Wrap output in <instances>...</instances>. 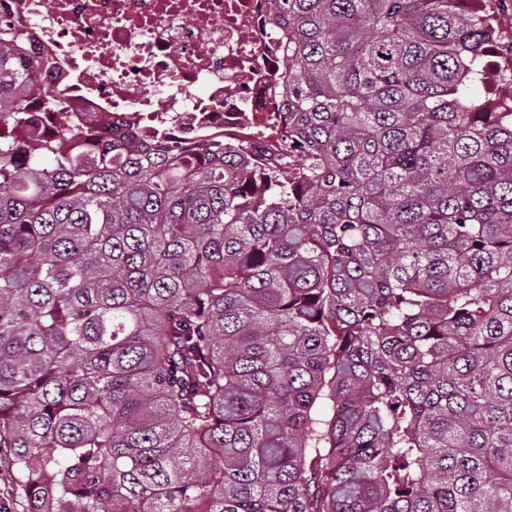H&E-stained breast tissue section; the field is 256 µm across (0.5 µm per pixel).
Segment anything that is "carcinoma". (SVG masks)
Wrapping results in <instances>:
<instances>
[{
  "label": "carcinoma",
  "mask_w": 512,
  "mask_h": 512,
  "mask_svg": "<svg viewBox=\"0 0 512 512\" xmlns=\"http://www.w3.org/2000/svg\"><path fill=\"white\" fill-rule=\"evenodd\" d=\"M283 155L109 132L0 22V461L26 512H512V67L483 0H271Z\"/></svg>",
  "instance_id": "obj_1"
}]
</instances>
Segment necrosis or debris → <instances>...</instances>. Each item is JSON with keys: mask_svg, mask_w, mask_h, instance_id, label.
<instances>
[{"mask_svg": "<svg viewBox=\"0 0 512 512\" xmlns=\"http://www.w3.org/2000/svg\"><path fill=\"white\" fill-rule=\"evenodd\" d=\"M35 36L42 86L84 123L279 150L288 44L270 0H0Z\"/></svg>", "mask_w": 512, "mask_h": 512, "instance_id": "1", "label": "necrosis or debris"}]
</instances>
